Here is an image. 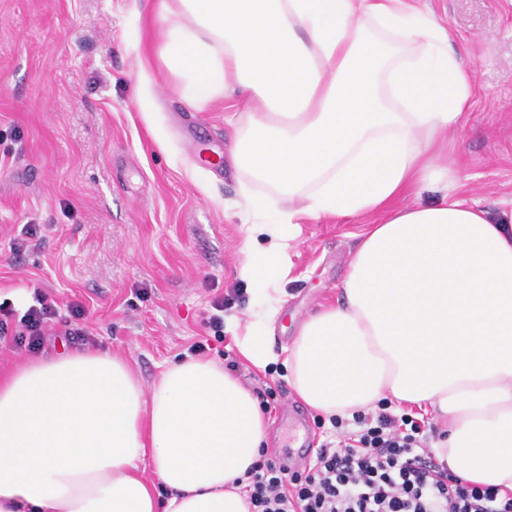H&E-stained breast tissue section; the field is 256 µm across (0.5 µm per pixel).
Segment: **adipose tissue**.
<instances>
[{
	"label": "adipose tissue",
	"mask_w": 512,
	"mask_h": 512,
	"mask_svg": "<svg viewBox=\"0 0 512 512\" xmlns=\"http://www.w3.org/2000/svg\"><path fill=\"white\" fill-rule=\"evenodd\" d=\"M158 14L157 59L191 107L249 96L231 153L246 211L273 217L268 246L244 250L254 294L284 276L296 213L388 215L285 358L267 312L239 354L282 363L327 417L384 400L429 409L446 433L439 461L512 490V224L456 199L438 164L471 96L447 31L404 0H161ZM423 181L439 201L396 207ZM265 436L258 399L211 360L172 363L147 391L116 352L29 359L0 374V512H249Z\"/></svg>",
	"instance_id": "1"
}]
</instances>
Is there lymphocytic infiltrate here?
Wrapping results in <instances>:
<instances>
[{"label": "lymphocytic infiltrate", "instance_id": "1", "mask_svg": "<svg viewBox=\"0 0 512 512\" xmlns=\"http://www.w3.org/2000/svg\"><path fill=\"white\" fill-rule=\"evenodd\" d=\"M57 301L40 294L19 317L17 344L38 351ZM357 432L317 448L291 470L273 459L251 467L250 512H512V492L467 483L425 448L426 432L408 415H355Z\"/></svg>", "mask_w": 512, "mask_h": 512}]
</instances>
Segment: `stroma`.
I'll use <instances>...</instances> for the list:
<instances>
[{"label":"stroma","instance_id":"stroma-1","mask_svg":"<svg viewBox=\"0 0 512 512\" xmlns=\"http://www.w3.org/2000/svg\"><path fill=\"white\" fill-rule=\"evenodd\" d=\"M474 70L469 108L448 132L459 199L512 219V0H417ZM158 0H0V301L25 311L52 293L58 314L41 353L88 344L123 353L144 387L199 338L207 359H236V374L271 411L266 446L284 461L334 429L301 400L276 364L240 359L235 336L260 311L244 261L240 173L223 100L197 111L153 50ZM148 82L155 110L141 112ZM224 153L201 165L195 140ZM384 214L344 220L299 216L288 275L273 297L278 356L301 323L336 299L357 236ZM33 224L37 234L21 235ZM225 297L222 341L208 321ZM86 313L75 316L74 305Z\"/></svg>","mask_w":512,"mask_h":512}]
</instances>
